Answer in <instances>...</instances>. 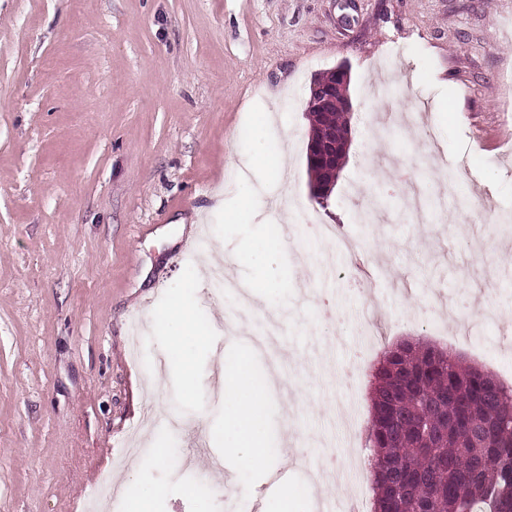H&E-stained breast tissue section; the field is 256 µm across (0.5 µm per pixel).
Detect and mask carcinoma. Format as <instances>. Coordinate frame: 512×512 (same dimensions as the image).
<instances>
[{
	"instance_id": "1",
	"label": "carcinoma",
	"mask_w": 512,
	"mask_h": 512,
	"mask_svg": "<svg viewBox=\"0 0 512 512\" xmlns=\"http://www.w3.org/2000/svg\"><path fill=\"white\" fill-rule=\"evenodd\" d=\"M347 112L314 120L313 137L351 133ZM366 447L374 512H512V387L448 351L406 343L374 373ZM439 420L442 436L419 432Z\"/></svg>"
}]
</instances>
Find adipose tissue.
Here are the masks:
<instances>
[{
  "instance_id": "ef3b65f1",
  "label": "adipose tissue",
  "mask_w": 512,
  "mask_h": 512,
  "mask_svg": "<svg viewBox=\"0 0 512 512\" xmlns=\"http://www.w3.org/2000/svg\"><path fill=\"white\" fill-rule=\"evenodd\" d=\"M276 383L272 374L257 378L246 355L239 356L236 370L224 376V431L234 438L224 452L258 473L268 469L263 447L267 404Z\"/></svg>"
}]
</instances>
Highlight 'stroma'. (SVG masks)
Segmentation results:
<instances>
[{"label": "stroma", "instance_id": "1", "mask_svg": "<svg viewBox=\"0 0 512 512\" xmlns=\"http://www.w3.org/2000/svg\"><path fill=\"white\" fill-rule=\"evenodd\" d=\"M351 73V146L328 205L308 188L314 79ZM287 148L279 181L255 165ZM385 219H356L357 195ZM512 0H0V512H318L354 478L339 408L354 368L370 417L375 353L451 347L512 369V276L490 308L484 245L512 265ZM470 210L468 233L457 232ZM286 225L279 263L264 249ZM213 264L265 277L253 321L282 312L272 356L288 377L267 405L272 475L219 480L221 375L251 342L226 326ZM182 302L204 336L162 320ZM206 422H199V414ZM220 481V480H219Z\"/></svg>", "mask_w": 512, "mask_h": 512}]
</instances>
